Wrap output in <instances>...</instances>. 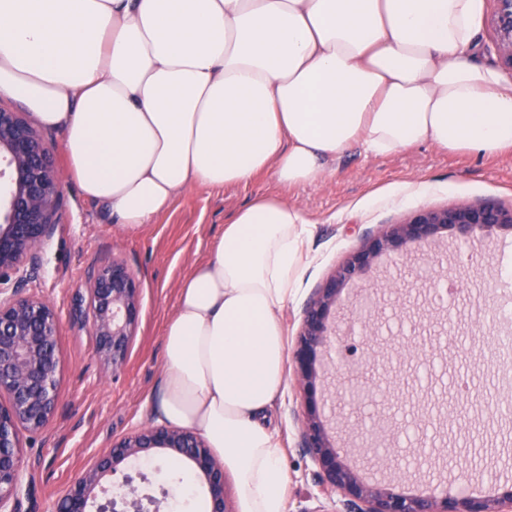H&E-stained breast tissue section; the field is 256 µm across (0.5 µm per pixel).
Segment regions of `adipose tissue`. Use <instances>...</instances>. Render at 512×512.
I'll return each mask as SVG.
<instances>
[{
    "label": "adipose tissue",
    "mask_w": 512,
    "mask_h": 512,
    "mask_svg": "<svg viewBox=\"0 0 512 512\" xmlns=\"http://www.w3.org/2000/svg\"><path fill=\"white\" fill-rule=\"evenodd\" d=\"M486 0H0V99L60 133L80 195L136 230L195 186L314 183L357 144L512 152V79L477 61ZM297 206L233 211L178 289L149 407L200 434L237 512H288L272 424Z\"/></svg>",
    "instance_id": "1"
}]
</instances>
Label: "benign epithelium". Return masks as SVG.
Returning a JSON list of instances; mask_svg holds the SVG:
<instances>
[{
    "instance_id": "obj_1",
    "label": "benign epithelium",
    "mask_w": 512,
    "mask_h": 512,
    "mask_svg": "<svg viewBox=\"0 0 512 512\" xmlns=\"http://www.w3.org/2000/svg\"><path fill=\"white\" fill-rule=\"evenodd\" d=\"M493 24L504 63L512 69V0H495ZM63 177L55 166L54 146L20 113L0 107V512H15L22 467L20 432H39L57 403L59 367L58 317L28 285L40 254L52 241L63 201ZM512 231V209L493 205L422 208L401 224H391L352 252L318 289L304 309L293 350L295 376L305 396L301 448L318 465L317 485L325 496L339 491L350 497L354 512H512V483L497 497L445 496L440 500L403 495L387 478H367L347 459L329 430L326 396L329 372L317 365L318 352L349 341L352 326L328 328L330 312L345 287L386 257L400 262L407 247L426 244L439 233L456 229L476 235L493 229ZM85 317L94 336V351L112 371L126 363L140 313V282L120 258L93 268L85 282ZM356 341L351 369L365 365L369 331ZM163 449L189 459L209 489L211 512H230L224 468L198 435L166 427L143 426L98 454L69 485L58 512H87L104 491L108 476L122 474L102 512H143L144 503L160 512L168 493L143 495L121 466Z\"/></svg>"
}]
</instances>
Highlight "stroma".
<instances>
[{"label": "stroma", "instance_id": "stroma-1", "mask_svg": "<svg viewBox=\"0 0 512 512\" xmlns=\"http://www.w3.org/2000/svg\"><path fill=\"white\" fill-rule=\"evenodd\" d=\"M258 193L279 195L312 223L309 260L284 312L293 338L317 289L387 225L419 208L512 207V155L454 154L429 144L377 155L358 145L336 172L314 184L288 188L266 175L245 186L188 189L135 232L123 231L65 184L60 224L30 285L59 318L58 403L41 432L22 438L16 512H55L62 491L97 453L148 423L145 403L162 382L163 327L178 288L208 259L225 219ZM115 255L141 284L138 325L117 373L95 354L88 322L74 317L89 271ZM502 263L512 264V233L495 229L468 240L451 229L437 245L419 250L413 267L384 261L344 290L347 298L385 283L412 291L403 308L367 310L368 318L383 321V331L373 339L367 365L335 381L339 392L353 379L368 380L376 391L374 408L357 421L379 436L364 451L368 469L396 449L418 446L453 468L470 469L475 452L489 448L499 478L512 481V415L504 411L512 393L503 381L512 375V348L500 345L496 329L512 281L500 278ZM303 410L304 395L288 380L274 410L290 476L288 512H316L319 505L317 466L300 447ZM401 421L404 434L383 436L388 423Z\"/></svg>", "mask_w": 512, "mask_h": 512}]
</instances>
